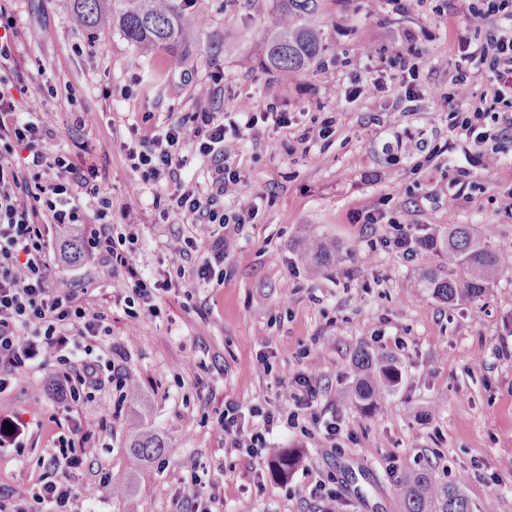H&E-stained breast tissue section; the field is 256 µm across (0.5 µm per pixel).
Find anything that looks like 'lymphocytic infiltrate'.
Listing matches in <instances>:
<instances>
[{"instance_id": "lymphocytic-infiltrate-1", "label": "lymphocytic infiltrate", "mask_w": 512, "mask_h": 512, "mask_svg": "<svg viewBox=\"0 0 512 512\" xmlns=\"http://www.w3.org/2000/svg\"><path fill=\"white\" fill-rule=\"evenodd\" d=\"M458 11L467 24L484 32L479 53L469 50L468 40L458 43L457 91H465L472 80L468 68L481 57L491 73L489 93L480 95L473 109H459L455 97H448V131L461 143L466 165L452 173L455 193L449 208L472 202L482 186L477 171L497 169L505 154L512 152V28L486 27L489 17L501 15L512 20V0H458ZM13 17L0 0V393L8 390L15 374L49 366L55 377L54 397L66 411L73 412L93 401L104 387L126 392L127 376L111 353H95V343L104 329L106 315L84 305L83 289L58 275L65 263L62 245L51 244L41 227L57 224L68 228L79 240L85 258L108 275L126 273L137 307H126L132 320L141 315L158 316L160 302L174 282L168 273H138L135 250L138 238L129 231L114 236L113 223L132 222L129 209L112 211V194L100 171L75 162L70 154L57 150L59 132L40 118L42 101L16 100L9 87L18 73V61L9 36ZM417 37L404 32L400 42L384 52L382 65L370 78L380 89L388 77L400 80L406 101L417 100V81L423 67L416 49ZM290 113L269 105L260 112L245 111L243 123L226 127L224 115L215 109L186 114H169L154 131L132 123L119 148L138 187L169 182L165 194L156 195L154 208L161 220L181 217L193 224L211 227L208 254L192 270L204 285L224 279V255L241 225L251 223L259 211L257 199L245 188L244 177L224 149L227 133H255L266 127L287 128ZM194 148L209 159V192L182 179L187 164L184 147ZM96 201L85 209L81 196ZM237 201L235 212L224 209L225 198ZM262 427H248L236 401L225 402L217 427L232 447L245 449L248 456L261 457L268 446L267 427L273 426L272 411L254 408ZM96 436L75 421L56 433L51 442V474L37 484L30 499L7 503L0 495V512H78L80 490L68 475L78 468L82 456Z\"/></svg>"}]
</instances>
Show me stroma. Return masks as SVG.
I'll list each match as a JSON object with an SVG mask.
<instances>
[{
  "instance_id": "35a3bbf8",
  "label": "stroma",
  "mask_w": 512,
  "mask_h": 512,
  "mask_svg": "<svg viewBox=\"0 0 512 512\" xmlns=\"http://www.w3.org/2000/svg\"><path fill=\"white\" fill-rule=\"evenodd\" d=\"M276 0H191L178 42L140 54L119 29H87L71 0H12L15 51L29 97L44 99L43 119L59 130L62 152L83 144V158L106 172L114 208L138 220L140 273L169 270L176 290L161 301L158 317L130 322L120 295L123 279L85 263L65 270L84 282L93 308L107 315L109 335L135 391L120 412L116 394L97 393L78 413L83 426L107 430L87 448L71 478L84 490L83 512H176L175 492L196 476L195 493L216 495L218 512H318L316 481L336 490L338 512H402L403 476L427 470L460 487L473 512H512V277L504 275L476 300L446 304L415 288L428 267L454 272L446 255L429 251L406 258L389 241L398 228L412 236L438 235L469 224L497 249L512 251V158L479 172L485 190L473 203L449 210L448 168L464 162L448 132L445 98L453 89L459 36L480 44L448 0H409L395 14L390 0H321L309 23L326 50L322 64L282 77L261 66L270 33L266 20ZM418 36L424 65L417 101H401L398 80L375 90L369 73L379 49L403 29ZM222 80L215 98L199 96L213 72ZM362 94L344 97L351 84ZM293 113L295 128L336 115L331 141L288 152L295 129L266 128L258 136L227 137L247 188L260 196L259 213L243 225L224 261L223 283L200 285L190 262L172 263L166 243L192 234L208 249L211 228L174 218L161 222L155 194L140 191L120 150L102 154V140L123 141L129 124L152 114L220 107L228 120L242 108L269 104ZM81 129H74L76 117ZM443 147L429 166L416 169L418 141ZM377 206L393 223L364 228L360 213ZM316 236L351 250V257L310 276L297 246ZM383 352L402 378L372 411L353 397L355 354ZM323 378L327 389L315 410L336 418L341 432L327 442L313 424L274 428L271 454L252 460L225 444L216 420L225 400L243 408H283L292 376ZM51 369L17 375L0 394V412L22 418L28 436L0 447V492L29 497L48 472L50 437L69 422L53 401ZM165 444L160 456L131 448L139 435ZM295 451L301 464L287 479L273 471L276 454ZM397 473H389L388 461ZM109 487H100L102 476Z\"/></svg>"
}]
</instances>
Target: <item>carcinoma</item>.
Segmentation results:
<instances>
[{"label": "carcinoma", "instance_id": "obj_1", "mask_svg": "<svg viewBox=\"0 0 512 512\" xmlns=\"http://www.w3.org/2000/svg\"><path fill=\"white\" fill-rule=\"evenodd\" d=\"M72 0L80 22L90 29L118 28L127 41L147 53L173 46L178 38L184 0ZM320 0H279V7L268 24L271 38L262 59L264 68L286 76L318 62L324 45L318 33L308 26L307 18L319 9ZM418 245L448 255L455 265L452 277L428 268L421 274L419 287L432 298L452 304L478 299L504 271L512 269V253L493 249L469 224H450L442 236L426 237ZM302 255L308 270L319 273L341 258V253L316 238L302 243ZM355 402L369 409L389 394L396 385L399 368L396 360L366 349L356 355ZM137 452L158 455L164 444L153 435H141L131 443ZM297 456L282 452L274 464L282 479L297 465ZM403 512H471L467 496L457 487L434 481L427 472H415L402 482Z\"/></svg>", "mask_w": 512, "mask_h": 512}]
</instances>
